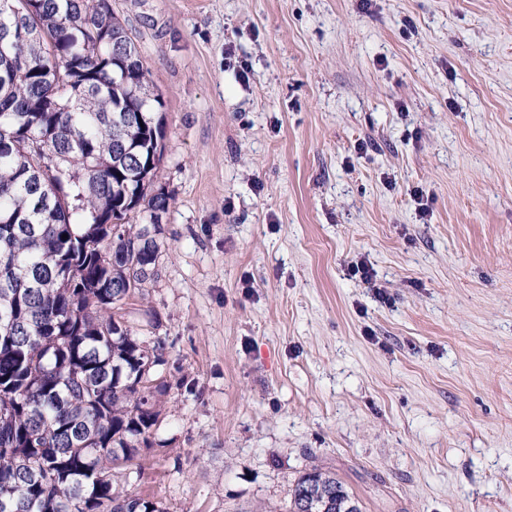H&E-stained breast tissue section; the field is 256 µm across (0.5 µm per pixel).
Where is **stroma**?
I'll return each mask as SVG.
<instances>
[{
	"label": "stroma",
	"instance_id": "obj_1",
	"mask_svg": "<svg viewBox=\"0 0 512 512\" xmlns=\"http://www.w3.org/2000/svg\"><path fill=\"white\" fill-rule=\"evenodd\" d=\"M110 3L172 197L126 318L188 380L127 490L257 512L316 466L362 512H512V0Z\"/></svg>",
	"mask_w": 512,
	"mask_h": 512
}]
</instances>
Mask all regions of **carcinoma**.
Instances as JSON below:
<instances>
[{
	"mask_svg": "<svg viewBox=\"0 0 512 512\" xmlns=\"http://www.w3.org/2000/svg\"><path fill=\"white\" fill-rule=\"evenodd\" d=\"M163 107L109 0H0V512H165L113 473L171 388L124 313L158 277ZM287 512L361 509L313 468Z\"/></svg>",
	"mask_w": 512,
	"mask_h": 512,
	"instance_id": "1",
	"label": "carcinoma"
}]
</instances>
